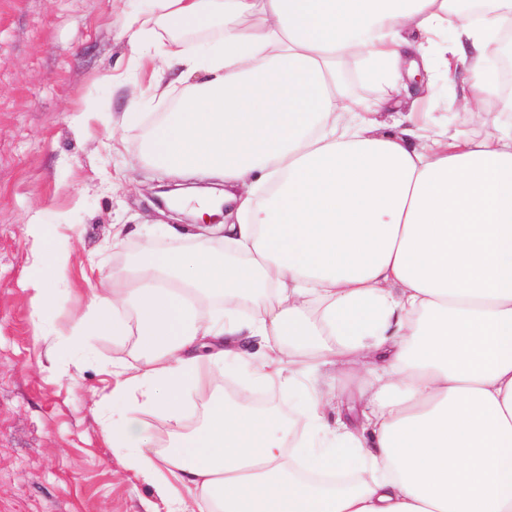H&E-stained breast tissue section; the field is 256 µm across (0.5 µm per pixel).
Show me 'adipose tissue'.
Returning <instances> with one entry per match:
<instances>
[{
    "mask_svg": "<svg viewBox=\"0 0 512 512\" xmlns=\"http://www.w3.org/2000/svg\"><path fill=\"white\" fill-rule=\"evenodd\" d=\"M458 2L158 0L174 26L216 18L222 36L194 54L169 41L164 63L187 89L141 156L223 181L233 220L223 250L147 251L97 282L69 341L135 337L101 430L166 512H512V94L490 64L512 0L478 19ZM448 26L453 41L435 42ZM349 55L398 90L467 62L447 110L494 133L428 112L381 129L390 102L351 94L335 68ZM24 235L40 346L72 244L48 224ZM229 363L257 390L309 375L304 404L286 416L225 394L185 429L189 396ZM325 367L364 373L360 424L329 419ZM155 416L175 431L164 451Z\"/></svg>",
    "mask_w": 512,
    "mask_h": 512,
    "instance_id": "1",
    "label": "adipose tissue"
}]
</instances>
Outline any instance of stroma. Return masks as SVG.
Returning a JSON list of instances; mask_svg holds the SVG:
<instances>
[{
  "label": "stroma",
  "instance_id": "obj_1",
  "mask_svg": "<svg viewBox=\"0 0 512 512\" xmlns=\"http://www.w3.org/2000/svg\"><path fill=\"white\" fill-rule=\"evenodd\" d=\"M144 13L156 24L138 60L124 23ZM173 36L155 0H0V512H145L149 502L164 512L99 422L112 410V364L135 363V339L90 334L78 355L60 343L57 362L77 381L45 370L31 341L23 228L34 218L71 227L55 299L62 330L85 306L86 276L111 277L131 248L198 246L193 224L180 237L147 235L169 213L147 201L157 174L135 159L170 110L150 93ZM130 108L138 117L126 125Z\"/></svg>",
  "mask_w": 512,
  "mask_h": 512
}]
</instances>
